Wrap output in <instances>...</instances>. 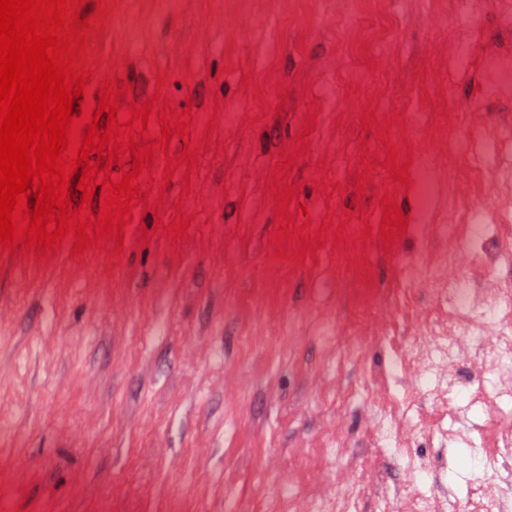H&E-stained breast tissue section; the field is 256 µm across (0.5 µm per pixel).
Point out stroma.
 <instances>
[{
	"instance_id": "1",
	"label": "stroma",
	"mask_w": 512,
	"mask_h": 512,
	"mask_svg": "<svg viewBox=\"0 0 512 512\" xmlns=\"http://www.w3.org/2000/svg\"><path fill=\"white\" fill-rule=\"evenodd\" d=\"M383 8L397 36L358 46L370 18L350 0H115L102 60L132 86L119 108L155 100L147 131L170 149L136 178L123 244L0 253V512H382L412 461L441 468L426 495L451 488L447 512H469L490 478L479 449L398 451L354 394L396 395L402 304L433 307L424 278L401 281L421 240L380 237L383 197L420 211L387 160L469 101L512 11ZM171 106L193 110L187 138L165 132Z\"/></svg>"
}]
</instances>
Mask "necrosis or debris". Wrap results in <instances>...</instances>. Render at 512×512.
I'll return each mask as SVG.
<instances>
[{
    "label": "necrosis or debris",
    "mask_w": 512,
    "mask_h": 512,
    "mask_svg": "<svg viewBox=\"0 0 512 512\" xmlns=\"http://www.w3.org/2000/svg\"><path fill=\"white\" fill-rule=\"evenodd\" d=\"M480 122V112H455L440 135L459 159L441 174L467 187L441 221L432 219L439 173L427 151L411 155L407 173L422 215L413 230L429 248L403 273L408 282L424 277L435 309L405 305L412 351L398 363L403 394L395 401L370 396L365 404L403 448L409 433L401 416L415 401L448 412L445 443L475 442L490 451L485 466L496 480L483 489L476 512H512V123L477 148L470 131ZM491 218L497 232L487 235L482 227ZM476 406L492 413L491 423L472 418Z\"/></svg>",
    "instance_id": "1"
}]
</instances>
